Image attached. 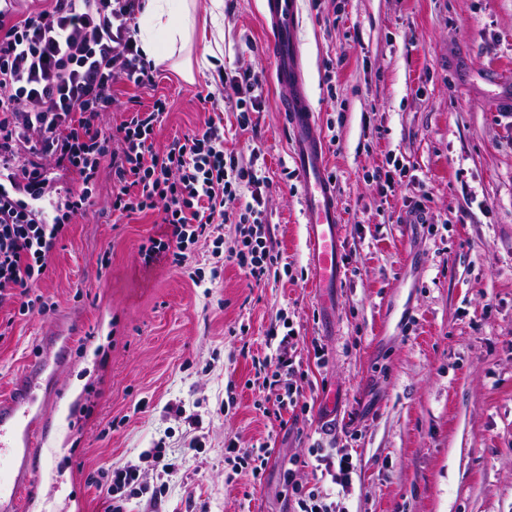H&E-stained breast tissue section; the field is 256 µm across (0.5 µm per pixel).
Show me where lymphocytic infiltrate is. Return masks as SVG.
Listing matches in <instances>:
<instances>
[{
	"mask_svg": "<svg viewBox=\"0 0 512 512\" xmlns=\"http://www.w3.org/2000/svg\"><path fill=\"white\" fill-rule=\"evenodd\" d=\"M141 0H45L18 12L0 6V307L27 314L44 310L32 289L44 278L60 239L75 217L92 203L91 186L102 169L112 173L113 212L132 216L158 212L165 231L139 248L144 265L170 261L182 266L189 246L211 241L213 271L232 264L261 283L282 260L267 222L268 179L254 164L224 149L222 120L155 147V132L167 109L165 99L139 109L120 105L122 85L152 84L156 67L135 36ZM120 123L105 126L114 106ZM70 181L56 196L48 169ZM250 198L231 210L242 191ZM244 224L233 248L224 246V226ZM273 349L253 366L262 385L274 390V415L296 408L290 382L299 367L292 323L270 325ZM140 463L112 471L109 512H129L131 500H158L165 484L147 487L141 462L157 476L176 473L162 443L145 449ZM292 512H337L332 494L299 482L293 468L283 472Z\"/></svg>",
	"mask_w": 512,
	"mask_h": 512,
	"instance_id": "obj_1",
	"label": "lymphocytic infiltrate"
}]
</instances>
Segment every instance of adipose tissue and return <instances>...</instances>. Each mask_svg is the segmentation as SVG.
Returning a JSON list of instances; mask_svg holds the SVG:
<instances>
[{"label": "adipose tissue", "instance_id": "obj_1", "mask_svg": "<svg viewBox=\"0 0 512 512\" xmlns=\"http://www.w3.org/2000/svg\"><path fill=\"white\" fill-rule=\"evenodd\" d=\"M224 0H209L201 6L199 0H143L140 17L147 22L141 31L142 48L156 62L175 61L185 77H192L193 65L189 49L197 29V13L206 9L213 26V35H220V18Z\"/></svg>", "mask_w": 512, "mask_h": 512}]
</instances>
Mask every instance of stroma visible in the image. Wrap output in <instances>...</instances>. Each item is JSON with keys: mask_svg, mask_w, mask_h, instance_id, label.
I'll use <instances>...</instances> for the list:
<instances>
[{"mask_svg": "<svg viewBox=\"0 0 512 512\" xmlns=\"http://www.w3.org/2000/svg\"><path fill=\"white\" fill-rule=\"evenodd\" d=\"M261 3L224 0V39L193 81L163 63L153 85L122 95L145 107L167 98L160 150L222 112L225 148L270 182L268 219L288 269L258 284L227 265L198 288L188 273L210 275L208 243L191 246L185 267L142 265L159 216L113 215L102 171L91 211L69 225L37 289L46 310H0V397L41 355L40 336H56L67 359L21 512H107L93 476L160 440L179 469L161 503L135 499L131 512H285L282 474L294 463L346 512H512V0H300L309 99L343 215L332 314L310 286ZM221 70L261 79L255 132L238 128ZM390 158L406 174L388 183L375 171ZM284 318L303 363V409L278 419L263 412L252 358ZM326 423L359 463L340 490L308 453ZM266 437L268 465L232 473L226 445Z\"/></svg>", "mask_w": 512, "mask_h": 512, "instance_id": "obj_1", "label": "stroma"}]
</instances>
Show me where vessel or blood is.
<instances>
[{
	"mask_svg": "<svg viewBox=\"0 0 512 512\" xmlns=\"http://www.w3.org/2000/svg\"><path fill=\"white\" fill-rule=\"evenodd\" d=\"M299 0H263L274 76L285 94L280 104L291 135V159L301 177L303 216L313 288L323 308L344 276L343 224L336 188L326 175V144L309 103L304 59L297 34ZM45 364L32 359L16 377L8 399H0V512H18L19 493L38 470L50 427L37 423L32 407Z\"/></svg>",
	"mask_w": 512,
	"mask_h": 512,
	"instance_id": "obj_1",
	"label": "vessel or blood"
}]
</instances>
